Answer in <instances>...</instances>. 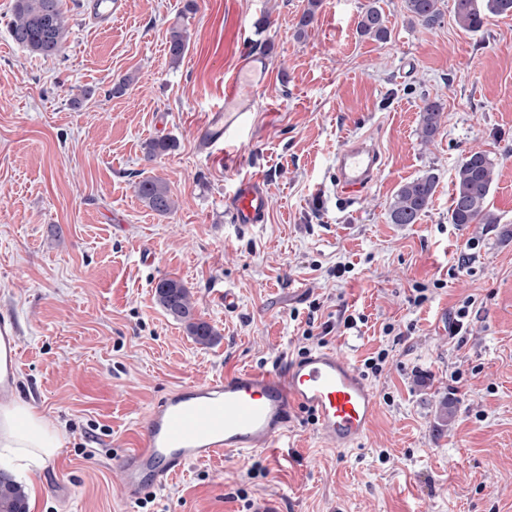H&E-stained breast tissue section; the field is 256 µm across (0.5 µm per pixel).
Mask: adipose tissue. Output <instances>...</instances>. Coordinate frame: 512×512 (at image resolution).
<instances>
[{"label":"adipose tissue","instance_id":"1","mask_svg":"<svg viewBox=\"0 0 512 512\" xmlns=\"http://www.w3.org/2000/svg\"><path fill=\"white\" fill-rule=\"evenodd\" d=\"M60 442L58 432L50 430L26 403L0 406V459L5 463L25 470L38 467Z\"/></svg>","mask_w":512,"mask_h":512}]
</instances>
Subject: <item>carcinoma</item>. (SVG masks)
I'll list each match as a JSON object with an SVG mask.
<instances>
[{"label":"carcinoma","mask_w":512,"mask_h":512,"mask_svg":"<svg viewBox=\"0 0 512 512\" xmlns=\"http://www.w3.org/2000/svg\"><path fill=\"white\" fill-rule=\"evenodd\" d=\"M412 20L425 28L441 23L439 0H405ZM512 15V0H454V16L458 25L471 32L480 30L485 13ZM358 29L361 35L385 42L390 38L388 19L375 6L360 14ZM13 41L28 51L44 57L57 55L66 41L67 27L62 0H14L13 20L10 23ZM167 49L171 62L176 64L187 49V36L180 27L169 30ZM442 105L424 100L420 110V135L428 142L439 134ZM175 147L174 141L150 140L144 145V158L152 162ZM496 163L482 150L470 151L458 164L448 208V220L459 227L469 224H496L498 217L488 206V198L495 177ZM438 177L432 172L400 186L390 205L389 217L393 224H413L428 209ZM140 200L151 211L166 215L174 208L167 184L154 177L135 185ZM154 296L160 308L180 322L187 335L203 346L213 342L218 332L196 314L195 303L182 281L168 277L159 280ZM0 512H29L28 493L23 484L9 473L0 470Z\"/></svg>","instance_id":"cac0c4a2"}]
</instances>
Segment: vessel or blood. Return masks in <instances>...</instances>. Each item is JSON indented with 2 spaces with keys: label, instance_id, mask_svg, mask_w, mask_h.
Returning a JSON list of instances; mask_svg holds the SVG:
<instances>
[{
  "label": "vessel or blood",
  "instance_id": "1",
  "mask_svg": "<svg viewBox=\"0 0 512 512\" xmlns=\"http://www.w3.org/2000/svg\"><path fill=\"white\" fill-rule=\"evenodd\" d=\"M125 0H88L85 15L106 29L124 11ZM249 102L238 78L224 85V106L208 114L197 130L202 148L224 139ZM382 167L379 151L357 139L336 154V191L346 198L362 194ZM235 224L268 220V190L263 178L240 181L224 199ZM20 360L17 321L0 312V397H12ZM308 411L333 447L346 450L367 434L377 411L372 389L358 368L336 351L312 350L272 370L243 369L207 383L180 387L149 412L139 447L119 461L124 494L137 499L149 486L160 485L186 466L274 447L287 434L293 411Z\"/></svg>",
  "mask_w": 512,
  "mask_h": 512
}]
</instances>
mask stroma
Returning a JSON list of instances; mask_svg holds the SVG:
<instances>
[{
    "label": "stroma",
    "mask_w": 512,
    "mask_h": 512,
    "mask_svg": "<svg viewBox=\"0 0 512 512\" xmlns=\"http://www.w3.org/2000/svg\"><path fill=\"white\" fill-rule=\"evenodd\" d=\"M13 3L0 0V311L18 320L17 400L62 434L38 469L15 474L29 512H249L260 496L281 512H512V16L467 32L454 0H440L427 29L404 0H321L301 35L306 0H125L103 30L82 0H63L67 39L43 58L12 41ZM372 5L387 42L356 30ZM175 25L189 37L176 65ZM255 50L269 54L267 78L207 153L196 129ZM427 97L443 125L425 144ZM161 138L176 149L146 162L143 143ZM359 138L383 164L352 204L334 189L335 162ZM474 149L496 162L499 221L460 228L448 221L451 181ZM428 171L432 204L417 223H391L398 188ZM256 175L268 220L242 230L224 198ZM147 176L168 184L171 214L136 196ZM164 277L190 289L214 344L156 305ZM466 302L468 328L450 335ZM344 310L356 326L341 324ZM319 347L359 366L387 355L367 378L378 411L361 444L337 450L300 410L279 447L189 465L126 499L118 460L153 404Z\"/></svg>",
    "instance_id": "obj_1"
}]
</instances>
